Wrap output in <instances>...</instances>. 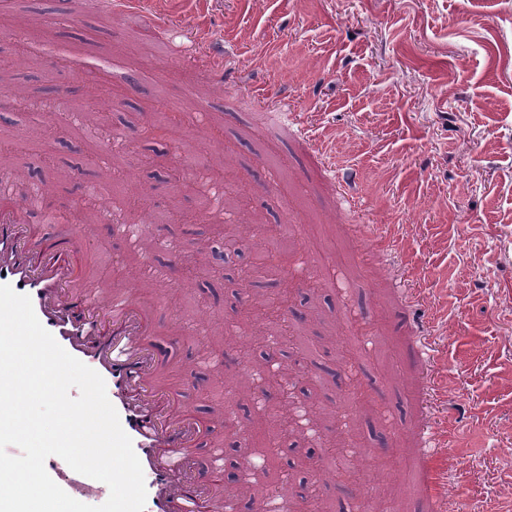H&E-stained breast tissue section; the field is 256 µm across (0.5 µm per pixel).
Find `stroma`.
Here are the masks:
<instances>
[{"label": "stroma", "mask_w": 512, "mask_h": 512, "mask_svg": "<svg viewBox=\"0 0 512 512\" xmlns=\"http://www.w3.org/2000/svg\"><path fill=\"white\" fill-rule=\"evenodd\" d=\"M174 24L209 33L237 68L216 75L190 46L131 11L84 0H0V175L39 194L28 221L44 247L102 290L136 285L174 344L156 382L178 410L263 449L265 492L240 512L298 502L290 462L348 442L369 484L308 474L327 512L364 496L428 512L419 494L423 427L440 399L457 512L512 505V0H152ZM328 147L365 205L350 208L310 144L267 130L277 103ZM209 144L193 184L180 145ZM86 226L81 248L47 215ZM296 232L276 267L229 264L186 277L200 243L253 215ZM400 256L363 262L375 237ZM152 258L163 279L141 273ZM292 289L303 344L256 346V295ZM370 411L348 397L364 378ZM304 440L274 448L279 400ZM388 448L374 446L371 431Z\"/></svg>", "instance_id": "obj_1"}]
</instances>
